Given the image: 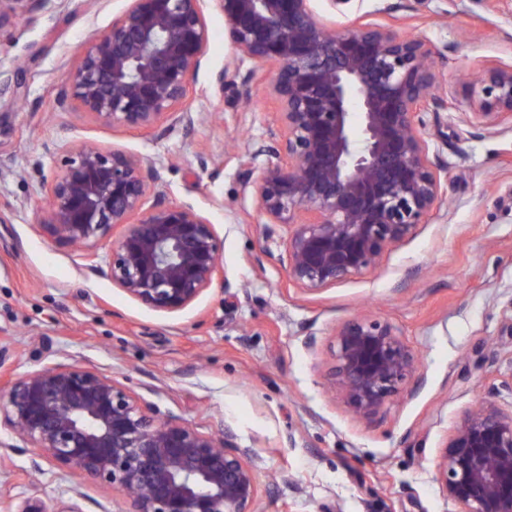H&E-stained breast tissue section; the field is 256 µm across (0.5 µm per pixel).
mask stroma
<instances>
[{
    "label": "stroma",
    "instance_id": "obj_1",
    "mask_svg": "<svg viewBox=\"0 0 512 512\" xmlns=\"http://www.w3.org/2000/svg\"><path fill=\"white\" fill-rule=\"evenodd\" d=\"M128 0H67L52 19H14L0 38V69L24 68L16 104L0 103V346L15 375L36 368L40 348L82 355L114 372L148 402L200 429L223 419L251 449L257 512H458L442 493L435 459L469 408L512 409V133L461 124L466 82L480 65L512 64V0H355L356 13L425 36L436 82L453 106L430 120L448 183L433 215L381 265L309 298L265 252L256 195L238 181L249 138L267 137L279 114L269 93L273 65L235 75L224 19L208 13V44L196 77L201 115L193 130L160 137L112 129L80 110L59 111L63 73L89 37L108 29ZM119 148L167 166L171 201L193 204L224 238L230 292L215 288L167 315L130 300L105 280L84 277L74 260L34 229L40 181L70 146ZM367 316L389 322L419 358L424 386L400 393L368 423L328 390L333 333ZM315 333V351L303 346Z\"/></svg>",
    "mask_w": 512,
    "mask_h": 512
}]
</instances>
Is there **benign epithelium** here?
<instances>
[{
  "instance_id": "7a95c632",
  "label": "benign epithelium",
  "mask_w": 512,
  "mask_h": 512,
  "mask_svg": "<svg viewBox=\"0 0 512 512\" xmlns=\"http://www.w3.org/2000/svg\"><path fill=\"white\" fill-rule=\"evenodd\" d=\"M224 17L236 60L272 64L280 127L243 149L242 193L259 198L266 253L289 282L314 295L377 269L415 236L445 193L426 117L448 109L432 49L369 15L330 27L312 0H131L107 30L89 38L65 74L58 107L79 108L114 129L162 136L201 120L188 107L205 58V2ZM60 0H0V32L18 15L32 23ZM468 91L458 119L512 133V65H490ZM23 70L0 72V96L18 94ZM268 158L259 176L254 162ZM36 229L78 267L139 305L175 314L214 287L229 291L224 238L190 203L166 193L164 168L142 155L83 144L43 182ZM110 242L102 256L99 246ZM327 380L358 420L424 383L415 353L393 326L354 318L334 333ZM0 474L11 455L33 451L31 469L78 475L126 493L119 512H255L253 453L214 422L203 431L163 413L90 359L51 351L48 362L0 382ZM437 481L459 512H512V413L493 403L467 411L447 433ZM57 507L29 485L13 512H83L78 487Z\"/></svg>"
}]
</instances>
